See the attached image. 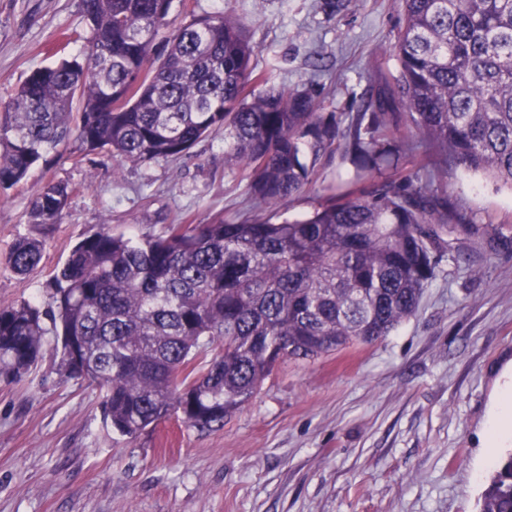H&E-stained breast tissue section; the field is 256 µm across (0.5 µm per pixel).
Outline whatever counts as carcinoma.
I'll return each mask as SVG.
<instances>
[{
  "instance_id": "carcinoma-1",
  "label": "carcinoma",
  "mask_w": 512,
  "mask_h": 512,
  "mask_svg": "<svg viewBox=\"0 0 512 512\" xmlns=\"http://www.w3.org/2000/svg\"><path fill=\"white\" fill-rule=\"evenodd\" d=\"M172 2L81 0L83 60L32 71L0 103L1 191L71 139L138 164L219 130L249 181L255 213L244 221L171 224L162 236L102 224L76 242L44 301L0 306V377L22 378L50 333L60 375L95 386L105 422L128 438L173 416L221 428L284 360L389 336L453 241L479 234L448 202L442 172L512 189V0H402L397 75L345 126L322 111L312 79L255 91L266 78L250 69L246 25L231 13L192 16L155 55ZM335 152L353 175L336 174L309 217L262 215ZM409 155L425 180L404 172ZM71 192L42 184L27 222L62 223ZM43 249L20 237L0 262L27 275ZM479 512H512V450Z\"/></svg>"
}]
</instances>
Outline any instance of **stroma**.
Returning a JSON list of instances; mask_svg holds the SVG:
<instances>
[{
	"label": "stroma",
	"instance_id": "35a3bbf8",
	"mask_svg": "<svg viewBox=\"0 0 512 512\" xmlns=\"http://www.w3.org/2000/svg\"><path fill=\"white\" fill-rule=\"evenodd\" d=\"M233 10L247 24L250 66L275 85L307 82L314 63L324 111L350 121L371 85L395 74L401 0H185L157 42L191 15ZM80 0H0V102L30 73L76 55ZM340 166L322 160L280 222L310 213ZM72 193L46 230L43 258L21 277L0 264V305L42 299L56 268L99 225L159 236L171 224L233 223L250 190L224 160L217 131L168 161L117 166L79 143L47 151L24 185L0 191V255L31 233L43 182ZM470 223L512 236V189L461 168L443 177ZM443 258L415 315L385 339L288 361L253 399L200 431L169 419L128 439L113 432L98 390L61 381L52 353L18 381L0 378V512H479L499 449L485 445L492 406L512 382V243L475 237Z\"/></svg>",
	"mask_w": 512,
	"mask_h": 512
}]
</instances>
